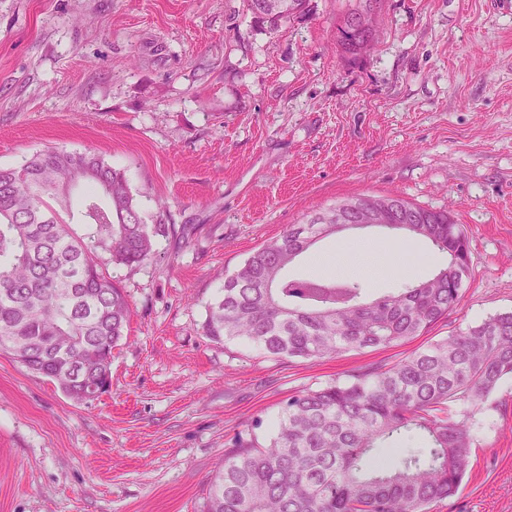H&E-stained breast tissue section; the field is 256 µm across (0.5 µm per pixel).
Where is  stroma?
Here are the masks:
<instances>
[{
	"label": "stroma",
	"mask_w": 512,
	"mask_h": 512,
	"mask_svg": "<svg viewBox=\"0 0 512 512\" xmlns=\"http://www.w3.org/2000/svg\"><path fill=\"white\" fill-rule=\"evenodd\" d=\"M355 0H310L278 30L244 0H0V167L48 147L124 172L151 224L191 226L154 256L109 266L131 308L112 387L87 402L0 350V512H203L237 437L271 435L289 396L392 364L512 312V12L498 0H379V41L352 62L339 26ZM450 211L472 276L448 322L399 346L283 359L204 335L224 275L291 224L362 196ZM370 243L405 274L447 257L371 227L313 257ZM456 496L432 512H512V378L475 414Z\"/></svg>",
	"instance_id": "1"
}]
</instances>
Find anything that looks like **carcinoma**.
I'll use <instances>...</instances> for the list:
<instances>
[{"label":"carcinoma","mask_w":512,"mask_h":512,"mask_svg":"<svg viewBox=\"0 0 512 512\" xmlns=\"http://www.w3.org/2000/svg\"><path fill=\"white\" fill-rule=\"evenodd\" d=\"M271 31L305 15L269 12L247 0ZM355 61L369 41L342 29ZM88 186L73 221L60 218ZM391 230H405L447 254L433 276L372 300L352 279L288 278L285 270L336 225L290 224L226 276L208 307L205 335L245 338L266 353L311 359L386 349L448 321L471 275L468 239L446 210L390 196ZM188 236L186 226L146 222L124 174L77 150H39L0 167V349L57 384L92 400L110 387L112 350L125 336L129 306L104 272L100 254L132 266L154 252L155 237ZM512 376V313L453 331L426 350L288 398L271 436L238 438L224 449L205 512H428L454 497L472 455L473 414ZM403 448L373 466L381 448Z\"/></svg>","instance_id":"carcinoma-1"}]
</instances>
